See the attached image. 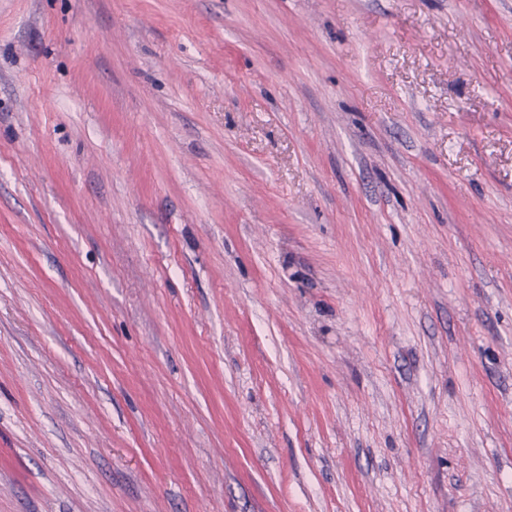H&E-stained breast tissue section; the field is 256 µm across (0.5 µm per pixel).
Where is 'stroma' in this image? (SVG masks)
I'll use <instances>...</instances> for the list:
<instances>
[{
	"label": "stroma",
	"mask_w": 512,
	"mask_h": 512,
	"mask_svg": "<svg viewBox=\"0 0 512 512\" xmlns=\"http://www.w3.org/2000/svg\"><path fill=\"white\" fill-rule=\"evenodd\" d=\"M0 512H512V0H0Z\"/></svg>",
	"instance_id": "35a3bbf8"
}]
</instances>
